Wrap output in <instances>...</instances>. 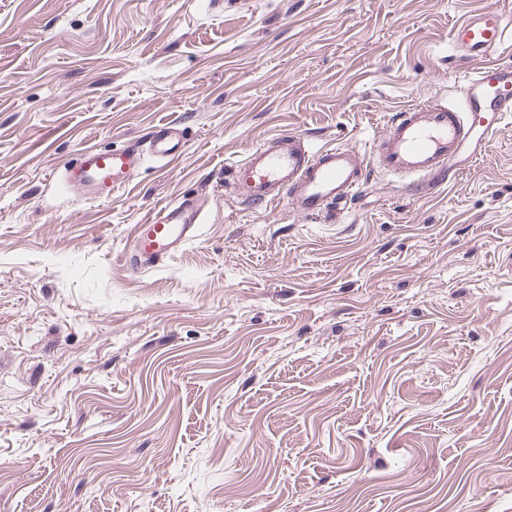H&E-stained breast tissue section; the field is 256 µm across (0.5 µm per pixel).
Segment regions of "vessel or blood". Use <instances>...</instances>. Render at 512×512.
Here are the masks:
<instances>
[{"mask_svg": "<svg viewBox=\"0 0 512 512\" xmlns=\"http://www.w3.org/2000/svg\"><path fill=\"white\" fill-rule=\"evenodd\" d=\"M511 32L512 19L491 6L455 26L451 40L463 72L459 104L432 98L396 114L371 155L338 146L315 148L293 135L252 148L226 168L237 199L260 206L283 195L293 211L330 223L337 204L364 188L369 165L420 192L444 178H458L483 157L512 116V65L498 59ZM181 140L177 123H162L147 145L85 149L65 167L64 179L90 197L106 199L133 179L145 152L165 159L174 156ZM201 222L196 199L161 206L136 225L125 262L136 271L157 268L196 238Z\"/></svg>", "mask_w": 512, "mask_h": 512, "instance_id": "obj_1", "label": "vessel or blood"}]
</instances>
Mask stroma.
Listing matches in <instances>:
<instances>
[{"label":"stroma","instance_id":"obj_1","mask_svg":"<svg viewBox=\"0 0 512 512\" xmlns=\"http://www.w3.org/2000/svg\"><path fill=\"white\" fill-rule=\"evenodd\" d=\"M512 0H0V512H512V124L428 194L372 167L323 224L226 164L369 150L460 98L450 32ZM176 121L111 198L83 149ZM196 196L200 236L122 260ZM182 130L178 123L167 122L155 126L148 139L149 150L166 159L174 156L176 150L182 145ZM200 224L202 214L195 198L165 204L136 225L132 251L124 254V261L136 271L157 268L196 238Z\"/></svg>","mask_w":512,"mask_h":512}]
</instances>
